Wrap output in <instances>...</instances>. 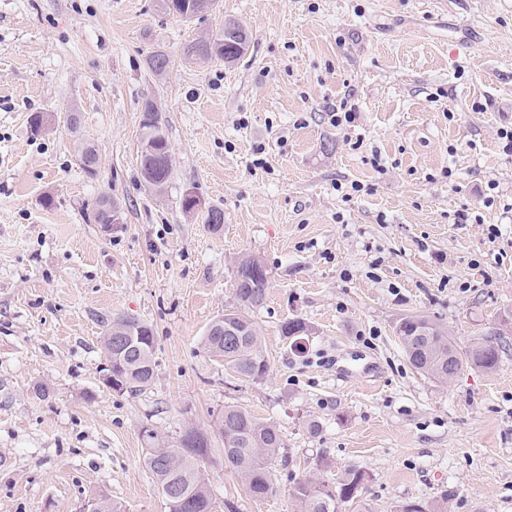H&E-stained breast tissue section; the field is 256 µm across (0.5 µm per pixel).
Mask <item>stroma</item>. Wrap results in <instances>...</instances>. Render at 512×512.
Returning <instances> with one entry per match:
<instances>
[{"mask_svg":"<svg viewBox=\"0 0 512 512\" xmlns=\"http://www.w3.org/2000/svg\"><path fill=\"white\" fill-rule=\"evenodd\" d=\"M228 19L250 35L239 62L185 57ZM154 51L170 59L161 78ZM147 98L173 158L160 194L139 174ZM343 106L354 119L333 126ZM510 124L512 0H219L193 21L159 0H0V512H79L98 494L168 512L146 425L171 442L209 434L216 512H296V481L348 468L366 481L339 512H512ZM83 141L100 148L96 174ZM105 195L124 206L108 228L91 220ZM244 256L269 272L251 313L258 381L201 345ZM118 315L156 336L136 393L99 380L101 320ZM411 315L462 348L494 339L496 371L418 373L396 334ZM293 317L311 327L295 346L280 331ZM228 405L281 431L265 500L224 466Z\"/></svg>","mask_w":512,"mask_h":512,"instance_id":"35a3bbf8","label":"stroma"}]
</instances>
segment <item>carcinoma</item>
Returning <instances> with one entry per match:
<instances>
[{"label":"carcinoma","instance_id":"obj_1","mask_svg":"<svg viewBox=\"0 0 512 512\" xmlns=\"http://www.w3.org/2000/svg\"><path fill=\"white\" fill-rule=\"evenodd\" d=\"M195 0H161L164 12L191 19ZM249 47L246 29L235 21L209 37L197 39L184 48L186 57L195 60L220 58L226 63L239 61ZM142 137L140 141V174L143 181L158 191L163 190L172 175V159L168 141L162 130V117L157 103L145 99L141 106ZM108 206H96L92 217L96 224L112 223V207L121 202L101 197ZM269 287V273L264 263L252 256L244 257L236 267V306L224 312L223 326L208 331L203 346L211 355L224 360V366L240 376L259 380L269 365L262 348L256 323L249 311L264 304ZM117 324L128 326L134 346L126 354L113 359L114 391L137 392L147 387L154 377L155 336L152 328L132 317H117L106 324L104 337H109ZM405 356L418 372L441 382H448V362L458 371L478 368L496 369L501 348L492 339H479L460 348L448 331L425 316H410L399 322ZM309 325L300 318L281 324L282 336L295 344L308 335ZM223 427L217 435L224 442V465L242 480L248 494L264 500L274 492L273 466L283 447L279 429L260 420L246 410L226 406ZM144 465L155 480L162 496L176 493L168 512H214L216 503L200 471L208 455L209 439L189 430L176 443H169L153 428H147ZM364 475L355 468L346 470L339 481L329 483L314 477L299 480L293 498L300 512H338V505L357 497Z\"/></svg>","mask_w":512,"mask_h":512}]
</instances>
